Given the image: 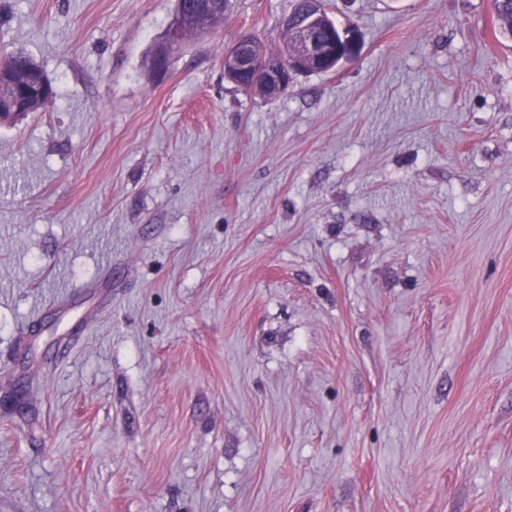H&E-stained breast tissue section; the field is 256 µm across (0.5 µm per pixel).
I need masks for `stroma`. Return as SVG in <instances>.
I'll use <instances>...</instances> for the list:
<instances>
[{"mask_svg": "<svg viewBox=\"0 0 512 512\" xmlns=\"http://www.w3.org/2000/svg\"><path fill=\"white\" fill-rule=\"evenodd\" d=\"M175 8L0 0L56 92L0 123V512H512L492 0H325L355 55L272 98L224 51L290 0L148 78Z\"/></svg>", "mask_w": 512, "mask_h": 512, "instance_id": "stroma-1", "label": "stroma"}]
</instances>
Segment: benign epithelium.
<instances>
[{
	"label": "benign epithelium",
	"mask_w": 512,
	"mask_h": 512,
	"mask_svg": "<svg viewBox=\"0 0 512 512\" xmlns=\"http://www.w3.org/2000/svg\"><path fill=\"white\" fill-rule=\"evenodd\" d=\"M221 10L220 0H177L173 20L154 50L156 73L168 69L183 32L221 23ZM283 27L297 31L300 38L283 47L280 56L271 55L263 42L244 35L224 51V74L245 90L279 93L291 85L295 74L333 71L355 50L353 39L324 19L323 0H306L304 11L289 13Z\"/></svg>",
	"instance_id": "1"
}]
</instances>
